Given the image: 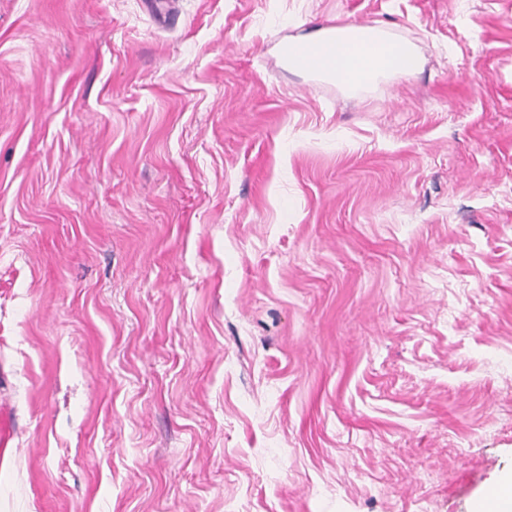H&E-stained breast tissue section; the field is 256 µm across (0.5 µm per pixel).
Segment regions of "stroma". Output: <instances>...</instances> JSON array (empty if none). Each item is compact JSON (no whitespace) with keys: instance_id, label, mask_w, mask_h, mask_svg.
<instances>
[{"instance_id":"obj_1","label":"stroma","mask_w":512,"mask_h":512,"mask_svg":"<svg viewBox=\"0 0 512 512\" xmlns=\"http://www.w3.org/2000/svg\"><path fill=\"white\" fill-rule=\"evenodd\" d=\"M0 0V512H472L512 472V0ZM386 24L359 94L288 36Z\"/></svg>"}]
</instances>
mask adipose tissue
I'll return each mask as SVG.
<instances>
[{"mask_svg":"<svg viewBox=\"0 0 512 512\" xmlns=\"http://www.w3.org/2000/svg\"><path fill=\"white\" fill-rule=\"evenodd\" d=\"M281 49L290 70L334 81L351 93L421 68L416 46L377 24L331 26L291 37Z\"/></svg>","mask_w":512,"mask_h":512,"instance_id":"obj_1","label":"adipose tissue"}]
</instances>
